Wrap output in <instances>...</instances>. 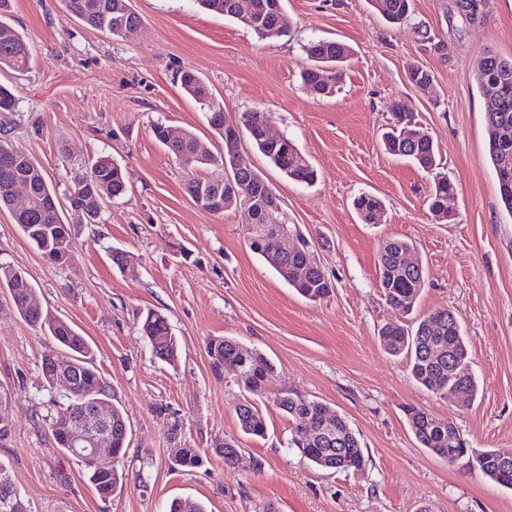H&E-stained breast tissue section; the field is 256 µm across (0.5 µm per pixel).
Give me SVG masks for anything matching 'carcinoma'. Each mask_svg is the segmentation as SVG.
Returning a JSON list of instances; mask_svg holds the SVG:
<instances>
[{"label":"carcinoma","instance_id":"obj_1","mask_svg":"<svg viewBox=\"0 0 512 512\" xmlns=\"http://www.w3.org/2000/svg\"><path fill=\"white\" fill-rule=\"evenodd\" d=\"M199 2L210 11L234 18L233 0ZM370 2L376 12L391 23L404 22L411 11V0ZM254 3L256 24H247L245 28L261 39L273 33L279 37L288 35L285 12L269 9V0H254ZM8 4L9 0H0V68L21 73L28 68L32 53L27 41L4 18ZM64 7L81 23L119 38L128 37L132 29L142 24L130 0H64ZM304 52L307 64L300 72L303 83L310 89L317 88L325 95H331L342 77L341 67L347 61L348 46L336 39L321 38L308 42ZM180 83L183 90L206 110L207 123L213 133L224 138L229 133V129L224 127V108L212 97L207 85L191 71L181 73ZM476 85L483 97L504 102L500 111L486 113L488 156L497 177L502 207L512 217V179L504 180L506 174H512V59L493 53L483 56ZM414 124L416 115L412 109L404 103L395 104L391 121L382 136L384 148L388 154L410 160L431 174L428 209L431 212L439 211L448 207V198L453 196L455 187L441 170L438 148L433 139ZM153 134L189 171L185 190L193 203H198L201 198L218 197L224 200L227 210L242 206L235 190L226 183L198 176V172L206 166L218 161L225 162V156L213 155L190 132L178 137L170 136L168 126L162 123L153 125ZM250 139L258 151L289 179L307 185L314 182L315 170L291 139L283 138L282 144L271 151L258 141L256 133H251ZM17 181L27 186L29 204L26 209L13 212L15 224L42 254L51 257L53 266H70L73 262L71 230L60 216L57 195L49 187L43 170L26 154L0 144V209H11L13 187ZM126 191L125 176L120 165L109 156H100L80 166L67 199L71 206L82 209L97 220L104 201L118 198ZM379 205V199L364 193L353 201L355 210L365 221ZM247 243L254 253L306 299L319 301L332 292L331 279L310 251L306 250L307 244H302L300 251L282 258L278 253L276 238L272 235L258 234L247 238ZM413 249L415 246L412 242L393 236L382 244L378 254L379 286L391 308L407 315L417 304L425 283L423 264L410 267L403 258L405 252ZM2 285L7 287L19 316L33 326L47 327L50 336L60 337L59 347L83 372L81 382L63 395V401L53 403L54 412L50 419L62 413L79 412L86 397L107 402L112 405L114 418L113 443L118 448H127L126 419L119 406L112 402L109 387L94 370L86 338L66 320L56 318L52 323L44 322L47 311L31 296V284L22 271L0 264ZM141 332L148 338L155 355H166L169 364L176 361L178 342L169 332L165 317L156 312H147L141 319ZM380 338L389 355L410 359L412 377L419 385L439 396L454 394L460 408H467L476 401L479 381L471 366L461 325L452 310L439 308L412 327L399 321L387 322L380 328ZM207 356L215 377L224 375L221 368L237 363L241 365L239 380L246 391L259 398L267 396L273 365L261 353L234 339L216 337L207 344ZM275 403L294 423L290 445L298 450L301 458L325 470L363 469L366 459L360 440L344 417L337 416L334 433L317 435L303 428V420L306 417L314 420L330 412L327 405L292 392L277 395ZM235 415L244 434L264 436L265 417L254 402L247 400L238 405ZM406 415L422 447L448 459L450 463L461 458L468 459L477 453L486 458L480 473L499 486L512 489V468L508 473H503L496 464L493 450L471 448L452 422L439 419L421 407L407 406ZM88 478L98 494L106 499L114 492L119 475L117 468L111 466L88 472Z\"/></svg>","mask_w":512,"mask_h":512}]
</instances>
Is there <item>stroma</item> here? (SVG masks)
<instances>
[{"label": "stroma", "mask_w": 512, "mask_h": 512, "mask_svg": "<svg viewBox=\"0 0 512 512\" xmlns=\"http://www.w3.org/2000/svg\"><path fill=\"white\" fill-rule=\"evenodd\" d=\"M479 17L446 16V0H413L401 25L369 0H285L288 36L261 39L196 0H131L143 19L136 39L85 26L62 0H11L10 24L30 44L21 74L0 70L16 96L8 142L42 168L65 195L82 163L112 157L127 193L105 203L99 223L70 208L61 216L74 242L72 266L49 264L0 211V263L25 272L44 308L89 341L94 363L129 427L116 491L100 498L84 467L55 446L46 420L50 393L41 361L55 348L25 323L0 288V469L27 512H167L179 498L204 512H512V490L487 481L466 460L451 463L421 448L407 423L412 404L451 421L470 446L512 454V216L500 206L487 152V100L476 87L485 52L512 58V0H478ZM334 38L351 49L328 97L299 77L309 40ZM418 66L429 89L411 83ZM193 70L227 119L266 112L316 169L306 185L289 180L243 141L241 150L280 201L273 222L289 224L333 281L329 297L297 294L246 244L244 210L198 208L188 174L157 142L152 126L195 133L212 153L205 112L180 86ZM413 109L439 148L457 193L450 219L427 205L430 179L386 154L381 134L391 107ZM378 197L383 211L363 223L352 201ZM417 247L425 288L413 311L456 312L480 394L460 409L416 384L405 358L389 355L378 331L399 314L379 286L383 240ZM128 264L112 263L113 250ZM164 316L179 342L176 363L156 358L140 333L147 311ZM214 336L236 339L274 365L258 401L264 437L244 435L235 408L248 397L234 370L214 378L206 352ZM294 391L345 417L367 464L320 470L289 448L293 423L274 394ZM233 441L244 464H225L216 447ZM200 449L193 469L173 449Z\"/></svg>", "instance_id": "stroma-1"}]
</instances>
